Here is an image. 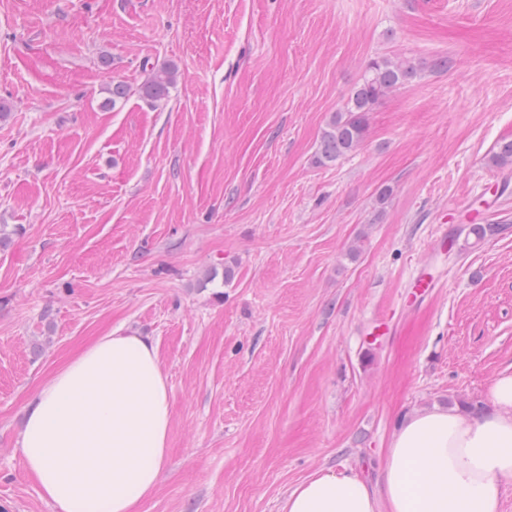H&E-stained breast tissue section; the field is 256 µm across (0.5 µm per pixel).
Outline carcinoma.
<instances>
[{"mask_svg": "<svg viewBox=\"0 0 512 512\" xmlns=\"http://www.w3.org/2000/svg\"><path fill=\"white\" fill-rule=\"evenodd\" d=\"M419 71V65L410 60L387 56L371 59L343 110L331 117L322 132L315 164L331 166L361 147L368 135L367 113L388 93L412 82ZM174 83L175 70L169 68L147 80L140 93L151 100H162ZM490 161L498 166L512 165V140L498 143Z\"/></svg>", "mask_w": 512, "mask_h": 512, "instance_id": "obj_1", "label": "carcinoma"}]
</instances>
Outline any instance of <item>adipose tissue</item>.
I'll list each match as a JSON object with an SVG mask.
<instances>
[{"label": "adipose tissue", "instance_id": "obj_1", "mask_svg": "<svg viewBox=\"0 0 512 512\" xmlns=\"http://www.w3.org/2000/svg\"><path fill=\"white\" fill-rule=\"evenodd\" d=\"M491 412L423 408L402 421L378 487L320 470L283 512H500L512 485V375ZM172 405L155 343L112 332L54 372L25 406L20 454L54 512H138L167 465Z\"/></svg>", "mask_w": 512, "mask_h": 512}]
</instances>
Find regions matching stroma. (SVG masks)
<instances>
[{
  "label": "stroma",
  "instance_id": "stroma-1",
  "mask_svg": "<svg viewBox=\"0 0 512 512\" xmlns=\"http://www.w3.org/2000/svg\"><path fill=\"white\" fill-rule=\"evenodd\" d=\"M381 54L420 76L316 165ZM1 103L0 512H53L25 403L115 330L155 342L173 407L139 512H281L327 468L374 484L405 415L483 414L512 375V166L487 160L512 139V0H0ZM175 70L167 69L154 75L141 87L140 93L151 100H162L168 97L170 87L175 83Z\"/></svg>",
  "mask_w": 512,
  "mask_h": 512
}]
</instances>
